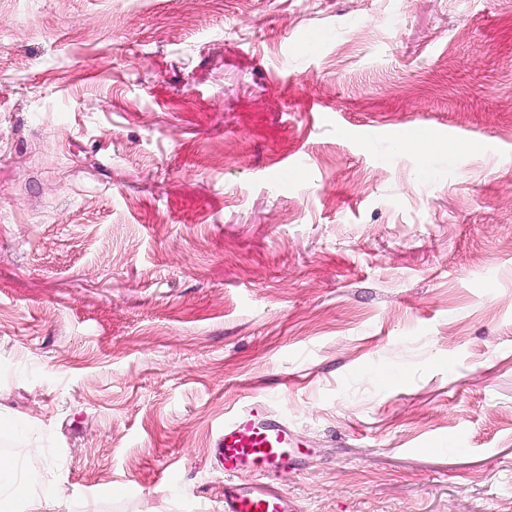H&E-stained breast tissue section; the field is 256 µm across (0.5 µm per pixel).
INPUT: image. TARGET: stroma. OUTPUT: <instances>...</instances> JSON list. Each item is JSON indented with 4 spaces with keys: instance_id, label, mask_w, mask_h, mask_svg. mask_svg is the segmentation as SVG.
<instances>
[{
    "instance_id": "obj_1",
    "label": "stroma",
    "mask_w": 512,
    "mask_h": 512,
    "mask_svg": "<svg viewBox=\"0 0 512 512\" xmlns=\"http://www.w3.org/2000/svg\"><path fill=\"white\" fill-rule=\"evenodd\" d=\"M251 400L295 512H512V0H0V454L223 512Z\"/></svg>"
}]
</instances>
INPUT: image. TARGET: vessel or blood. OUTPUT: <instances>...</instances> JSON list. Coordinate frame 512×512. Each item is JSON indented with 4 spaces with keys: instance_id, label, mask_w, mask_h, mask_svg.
I'll list each match as a JSON object with an SVG mask.
<instances>
[{
    "instance_id": "1",
    "label": "vessel or blood",
    "mask_w": 512,
    "mask_h": 512,
    "mask_svg": "<svg viewBox=\"0 0 512 512\" xmlns=\"http://www.w3.org/2000/svg\"><path fill=\"white\" fill-rule=\"evenodd\" d=\"M224 469V512H291L288 496L272 480L289 469L296 451L285 420L269 417L263 403L242 406L214 434Z\"/></svg>"
}]
</instances>
